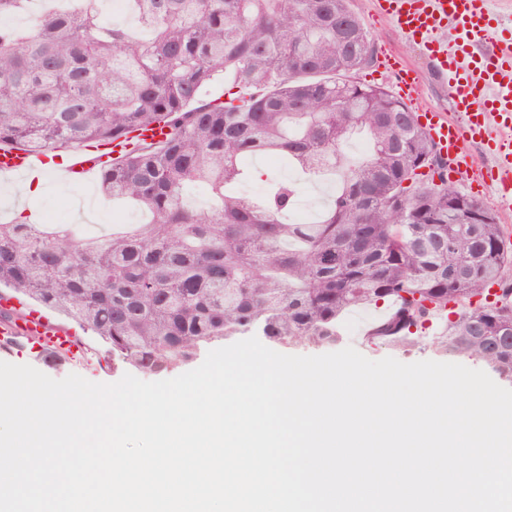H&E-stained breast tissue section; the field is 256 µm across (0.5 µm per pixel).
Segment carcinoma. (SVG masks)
I'll return each mask as SVG.
<instances>
[{"instance_id":"obj_1","label":"carcinoma","mask_w":512,"mask_h":512,"mask_svg":"<svg viewBox=\"0 0 512 512\" xmlns=\"http://www.w3.org/2000/svg\"><path fill=\"white\" fill-rule=\"evenodd\" d=\"M42 0L33 26L0 0V145L32 151L109 142L163 123L101 170L106 198L149 216L85 240L0 223V287L99 336L112 368L175 372L213 343L263 336L336 343L346 311L389 312L366 336L397 346L445 321L442 355L512 381V248L484 204L444 178L415 113L355 80L377 60L349 0H127L104 26L99 0ZM220 82L223 96L204 99ZM370 142L350 162L344 145ZM285 156L339 188L313 224H290L298 181L259 197L232 189L242 161ZM197 186L207 209L186 198Z\"/></svg>"}]
</instances>
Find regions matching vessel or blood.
<instances>
[{
    "mask_svg": "<svg viewBox=\"0 0 512 512\" xmlns=\"http://www.w3.org/2000/svg\"><path fill=\"white\" fill-rule=\"evenodd\" d=\"M379 9L413 43L423 47L435 75L447 80L455 118L419 106L417 119L447 162L449 182L492 181L500 200L512 199V22L491 7L490 0H377ZM496 34L498 51H483L489 34ZM375 70L396 77L395 92L417 103L419 87L411 69L393 56H383ZM486 143L492 170L475 168L464 145ZM112 152L85 149L66 159L60 174L69 181H86L109 165ZM46 154L16 148L0 149V176L35 178L43 173ZM17 333L51 338L53 344L79 359L82 347L64 331L49 328L37 311L22 314Z\"/></svg>",
    "mask_w": 512,
    "mask_h": 512,
    "instance_id": "vessel-or-blood-1",
    "label": "vessel or blood"
}]
</instances>
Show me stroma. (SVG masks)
<instances>
[{
    "label": "stroma",
    "mask_w": 512,
    "mask_h": 512,
    "mask_svg": "<svg viewBox=\"0 0 512 512\" xmlns=\"http://www.w3.org/2000/svg\"><path fill=\"white\" fill-rule=\"evenodd\" d=\"M350 7L378 50L395 54L416 72L423 101L439 112L451 113L450 86L436 77L420 48L378 12L376 0H350ZM42 182L43 194L24 199L19 195L18 186L0 179V222L10 221L14 212L22 208L36 224H69L78 233L89 235L111 232L113 206L111 201L102 198L98 182L84 186L61 180L51 172L43 175ZM386 311L382 304L347 311L338 322L341 338L336 344L337 349L351 346L371 360L392 357L403 363H413L435 359V352L425 343L413 348L367 343V331Z\"/></svg>",
    "instance_id": "obj_1"
}]
</instances>
